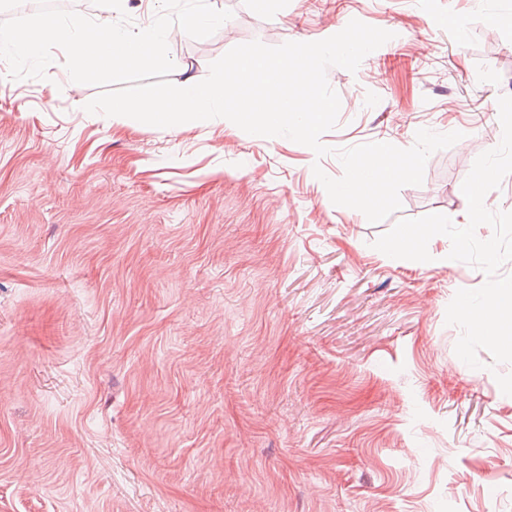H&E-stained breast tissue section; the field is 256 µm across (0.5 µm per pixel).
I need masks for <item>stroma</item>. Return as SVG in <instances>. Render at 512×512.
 <instances>
[{"instance_id": "obj_1", "label": "stroma", "mask_w": 512, "mask_h": 512, "mask_svg": "<svg viewBox=\"0 0 512 512\" xmlns=\"http://www.w3.org/2000/svg\"><path fill=\"white\" fill-rule=\"evenodd\" d=\"M170 41L173 83L253 40L393 32L340 98L330 155L227 119L88 113L61 49L0 59V512H512V365L455 354L458 289L486 274L393 259L401 218L463 226L462 183L501 141L512 0H217ZM462 132L372 224L334 205L336 150Z\"/></svg>"}]
</instances>
